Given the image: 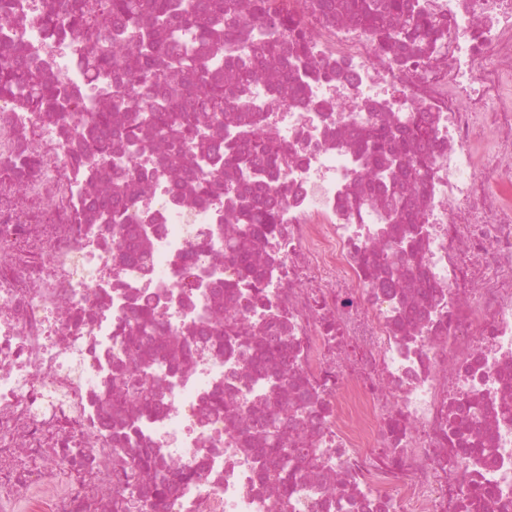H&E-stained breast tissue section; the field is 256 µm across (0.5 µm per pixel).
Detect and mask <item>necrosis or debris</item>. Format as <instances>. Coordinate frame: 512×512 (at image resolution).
Instances as JSON below:
<instances>
[{
  "label": "necrosis or debris",
  "mask_w": 512,
  "mask_h": 512,
  "mask_svg": "<svg viewBox=\"0 0 512 512\" xmlns=\"http://www.w3.org/2000/svg\"><path fill=\"white\" fill-rule=\"evenodd\" d=\"M45 1L66 2L15 0L0 27V48L57 83L72 116L0 98V512H115L119 492L138 512L152 476L125 461L142 449L171 476L165 512H512V0H429L439 30L389 47L323 0H272L303 21L311 67L266 73L248 111L208 133L240 144L258 126L290 155L254 163L277 226L258 288L230 293L224 193L195 201L151 147L97 164L74 114L109 105L111 85L81 40L44 25ZM381 123L428 129L399 224L383 219L396 171L357 150ZM126 182L115 212L134 259L96 214ZM143 305L188 344L172 364L148 343L151 409L125 437L114 377ZM224 309L243 337L229 349L211 325ZM280 337L304 407L284 425L290 459L319 460L285 500L247 449L284 401L251 354ZM466 440L477 456L459 455Z\"/></svg>",
  "instance_id": "obj_1"
}]
</instances>
